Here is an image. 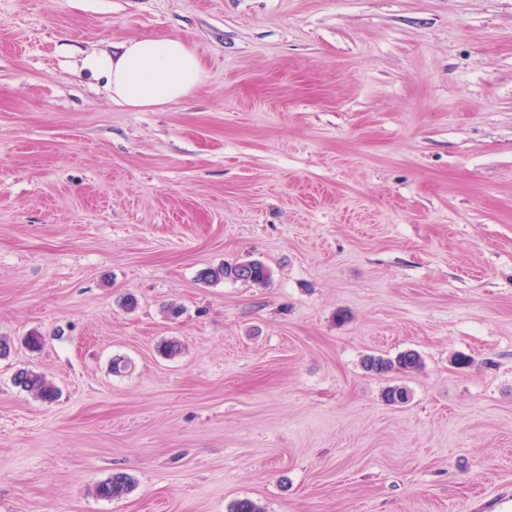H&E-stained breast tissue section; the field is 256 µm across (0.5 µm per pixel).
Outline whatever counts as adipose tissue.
<instances>
[{"instance_id": "obj_1", "label": "adipose tissue", "mask_w": 512, "mask_h": 512, "mask_svg": "<svg viewBox=\"0 0 512 512\" xmlns=\"http://www.w3.org/2000/svg\"><path fill=\"white\" fill-rule=\"evenodd\" d=\"M83 67L104 80L113 101L136 111L186 97L207 79L200 56L180 38L130 39L88 55Z\"/></svg>"}]
</instances>
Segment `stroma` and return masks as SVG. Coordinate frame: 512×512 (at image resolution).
Returning a JSON list of instances; mask_svg holds the SVG:
<instances>
[{"label":"stroma","instance_id":"35a3bbf8","mask_svg":"<svg viewBox=\"0 0 512 512\" xmlns=\"http://www.w3.org/2000/svg\"><path fill=\"white\" fill-rule=\"evenodd\" d=\"M171 36L208 72L176 102L81 68ZM245 259L271 282L198 279ZM0 336V512L512 491V0H0ZM117 471L132 492L97 497ZM422 357L415 350H405L395 357L383 355H367L362 366L367 372L377 375H388L390 373H410L422 366ZM15 387L43 401H51L57 396V389L47 377L29 368H20L14 374Z\"/></svg>","mask_w":512,"mask_h":512}]
</instances>
